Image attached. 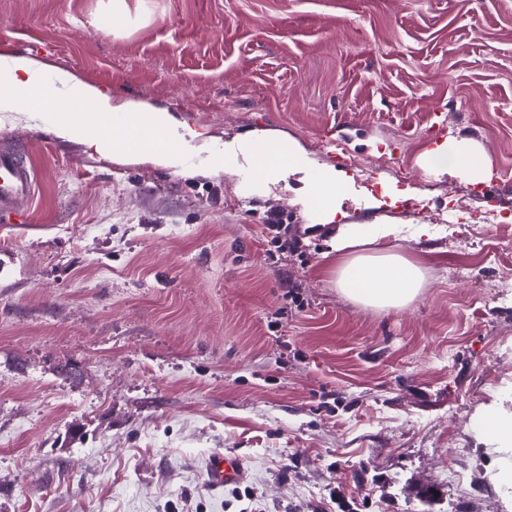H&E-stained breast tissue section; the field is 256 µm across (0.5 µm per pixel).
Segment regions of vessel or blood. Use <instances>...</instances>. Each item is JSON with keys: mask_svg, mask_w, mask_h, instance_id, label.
<instances>
[{"mask_svg": "<svg viewBox=\"0 0 512 512\" xmlns=\"http://www.w3.org/2000/svg\"><path fill=\"white\" fill-rule=\"evenodd\" d=\"M36 177L18 146L0 147V214L18 215L28 211L34 201ZM212 488L239 481L242 468L239 460L223 454L213 455L207 463Z\"/></svg>", "mask_w": 512, "mask_h": 512, "instance_id": "b4317fda", "label": "vessel or blood"}]
</instances>
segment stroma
<instances>
[{"mask_svg": "<svg viewBox=\"0 0 512 512\" xmlns=\"http://www.w3.org/2000/svg\"><path fill=\"white\" fill-rule=\"evenodd\" d=\"M0 40L213 148L270 132L307 159L164 169L0 112L38 175L0 219V512H512L479 433L512 412V251L421 137L446 111L491 169L469 210L512 217V0H0ZM332 166L370 250L422 266L410 306L339 291L309 197ZM386 185L407 197L376 206ZM217 452L245 498L209 486Z\"/></svg>", "mask_w": 512, "mask_h": 512, "instance_id": "1", "label": "stroma"}]
</instances>
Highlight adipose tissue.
I'll return each instance as SVG.
<instances>
[{"instance_id": "obj_1", "label": "adipose tissue", "mask_w": 512, "mask_h": 512, "mask_svg": "<svg viewBox=\"0 0 512 512\" xmlns=\"http://www.w3.org/2000/svg\"><path fill=\"white\" fill-rule=\"evenodd\" d=\"M72 79L62 74L49 86L39 79L37 67L19 57L0 58V109L13 110L19 103L31 108L34 119L45 120L66 103ZM79 105L89 118L82 124L54 125V133L80 142L86 150L102 155L137 157L163 168H178L183 154L194 148L198 132L164 109L147 110L132 102H115L110 94L93 87L80 90ZM453 161L451 176L470 184L489 180L490 170L483 149L465 138H452L440 147ZM257 163L265 179L283 173H296L306 163L300 145L267 132L254 135L227 150L211 155L213 169L232 171L239 156ZM343 177L331 168L316 175L312 193L320 204V221L336 227L331 249L336 254V284L350 300L381 309H398L412 303L424 285L423 271L397 252L368 253L364 246L370 236L342 221L336 206ZM481 435L495 444L499 486L512 487V414L490 408L482 415Z\"/></svg>"}]
</instances>
